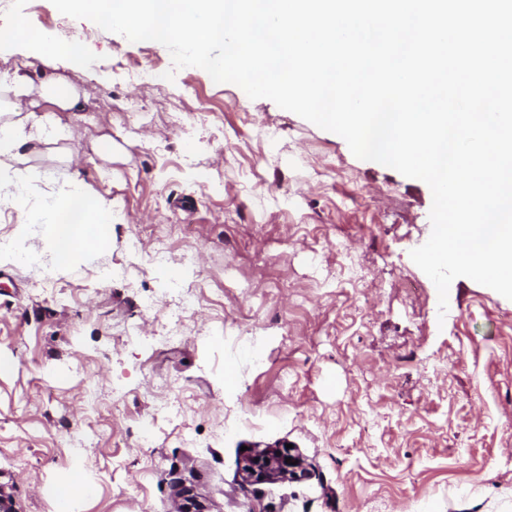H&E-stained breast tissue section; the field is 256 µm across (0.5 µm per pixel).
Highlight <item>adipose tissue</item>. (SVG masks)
<instances>
[{"label": "adipose tissue", "mask_w": 512, "mask_h": 512, "mask_svg": "<svg viewBox=\"0 0 512 512\" xmlns=\"http://www.w3.org/2000/svg\"><path fill=\"white\" fill-rule=\"evenodd\" d=\"M10 91L18 96L39 93L47 103L63 109L75 103V95L61 79L35 86L32 78L21 69L15 70L9 84H0V93ZM51 133L43 118L29 114L27 123H0V198L7 196L23 204L26 189L35 173L25 165L18 151L28 143H45ZM43 224L51 252L61 266H71L82 252L99 248L104 231L112 223V205L101 196L91 193L79 178L47 199L43 207Z\"/></svg>", "instance_id": "adipose-tissue-1"}]
</instances>
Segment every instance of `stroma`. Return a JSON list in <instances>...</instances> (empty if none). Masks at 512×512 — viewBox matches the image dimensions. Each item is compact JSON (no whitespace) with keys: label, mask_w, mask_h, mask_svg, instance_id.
<instances>
[{"label":"stroma","mask_w":512,"mask_h":512,"mask_svg":"<svg viewBox=\"0 0 512 512\" xmlns=\"http://www.w3.org/2000/svg\"><path fill=\"white\" fill-rule=\"evenodd\" d=\"M17 24L56 52L0 44V82L20 67L78 94L29 157L28 223L0 206V240L24 247L0 263L18 512H57L75 470L93 492L70 512H512V300L459 277L440 311L410 257L432 230L424 182L51 0H6L0 27ZM74 177L112 224L59 270L38 214ZM266 446L310 478L246 481L245 449Z\"/></svg>","instance_id":"obj_1"}]
</instances>
